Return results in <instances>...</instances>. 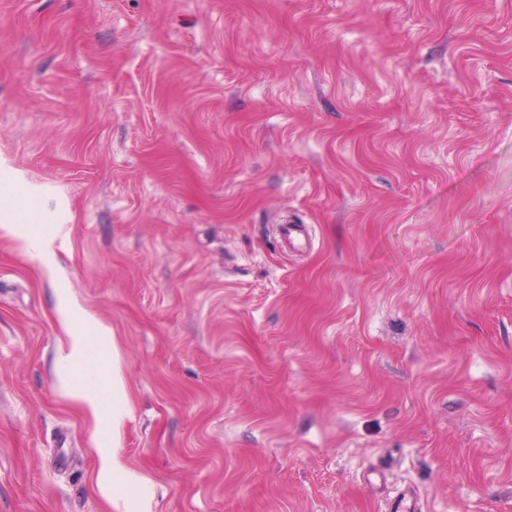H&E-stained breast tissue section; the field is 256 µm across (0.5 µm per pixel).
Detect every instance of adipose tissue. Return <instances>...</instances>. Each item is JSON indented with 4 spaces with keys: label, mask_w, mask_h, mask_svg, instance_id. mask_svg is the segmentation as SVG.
Instances as JSON below:
<instances>
[{
    "label": "adipose tissue",
    "mask_w": 512,
    "mask_h": 512,
    "mask_svg": "<svg viewBox=\"0 0 512 512\" xmlns=\"http://www.w3.org/2000/svg\"><path fill=\"white\" fill-rule=\"evenodd\" d=\"M37 192V187L25 183L16 171L9 168L0 170V213L8 207L16 211L14 219L0 225V233L14 238L25 252L48 265L52 262L54 239L31 233L29 226L35 222V215L17 209L20 195L32 196ZM61 307L66 323L77 322L81 325L80 331L70 334L67 347L60 355L62 363L78 367L87 381L86 386L73 388L72 396L96 422L120 430L131 408L127 401L118 354L106 357L101 354L109 333L92 316L69 300H62Z\"/></svg>",
    "instance_id": "ef3b65f1"
}]
</instances>
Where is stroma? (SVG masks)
<instances>
[{
  "mask_svg": "<svg viewBox=\"0 0 512 512\" xmlns=\"http://www.w3.org/2000/svg\"><path fill=\"white\" fill-rule=\"evenodd\" d=\"M0 165V512H512V0H0ZM25 188L26 196H38L40 190L32 184L27 183L23 177L10 168H4L1 165L0 170V218L2 212H11L4 207L7 203L15 214L11 219L0 225V232L3 235L10 236L20 243L21 248L33 257H37L45 265L52 263L54 253L55 238H41L31 233L27 224L35 223L34 214H25L19 210L18 199L21 187ZM60 303L64 321L69 326L78 322L83 327L81 331L70 333L67 347L60 355L62 363L75 365L86 379L84 385L87 387H74L72 397L96 422L109 424L113 431H119L130 416L131 408L118 352L111 350L109 357L101 356L104 342L112 343L108 330L67 298L61 297ZM94 379H99L97 386H106V399L100 397L95 387H89L94 386ZM100 455V468L98 477V487L109 498H112V491L120 489L118 484L113 483V478L119 477L120 483L129 482L131 475L122 471L121 466L114 453L104 449H98Z\"/></svg>",
  "mask_w": 512,
  "mask_h": 512,
  "instance_id": "stroma-1",
  "label": "stroma"
}]
</instances>
